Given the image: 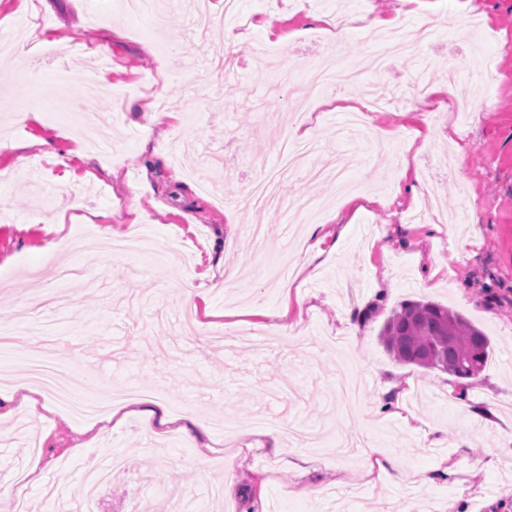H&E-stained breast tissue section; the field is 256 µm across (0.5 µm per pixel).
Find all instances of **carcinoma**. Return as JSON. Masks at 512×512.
<instances>
[{
  "mask_svg": "<svg viewBox=\"0 0 512 512\" xmlns=\"http://www.w3.org/2000/svg\"><path fill=\"white\" fill-rule=\"evenodd\" d=\"M380 336L396 361L439 369L458 379L478 375L489 359L490 342L483 331L434 302H402L385 321Z\"/></svg>",
  "mask_w": 512,
  "mask_h": 512,
  "instance_id": "1",
  "label": "carcinoma"
}]
</instances>
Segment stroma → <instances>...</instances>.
I'll return each instance as SVG.
<instances>
[{"mask_svg": "<svg viewBox=\"0 0 512 512\" xmlns=\"http://www.w3.org/2000/svg\"><path fill=\"white\" fill-rule=\"evenodd\" d=\"M235 2L228 13L212 0L202 37L176 6L155 23L125 0H0V30L23 46L0 61V140L9 143L0 149V321L23 332L0 348V396L23 381L28 360L47 358L67 366L75 396H90L93 381L102 392L156 390L179 420L157 434L132 415L98 440L41 398L28 431L15 416L0 422V490L38 461L42 483L26 512H60L88 466L119 456L127 471L101 489L99 512H512V0H480L468 24L466 0H278L273 13L267 0ZM372 13L417 42L383 72L365 38ZM341 15L355 21L344 55L358 76L332 96L349 107L381 99L364 120L385 138H338L346 109H315L305 97L331 45L324 30ZM241 16L248 38L233 71L217 76L209 63ZM451 64L464 71L449 109H434L429 123L420 104L394 99L417 75L440 83ZM483 71L490 99L464 111ZM177 93L187 110L173 122L159 101ZM81 98L104 117L108 147L91 148L72 123ZM293 107L306 112L316 149L280 193L320 209L324 228L309 239L291 211L245 200L279 164L269 121ZM21 110L32 120L18 123ZM424 124L430 141L418 153L410 139ZM347 153L350 205L306 175ZM419 179L423 192L412 194ZM426 195L440 231L410 218ZM135 199L136 218L127 211ZM247 224L270 226L266 252L255 251ZM133 230L150 246L169 243L176 258L158 265L150 247L106 258L90 245ZM61 237L85 272L69 311L43 305L37 278L52 263L46 245ZM185 282L207 290L191 309ZM406 300L448 305L489 337L478 377L462 383L386 352L380 330ZM189 309L199 321L186 344ZM284 420L314 443L272 444L267 433ZM231 462L238 478L227 498ZM378 463L386 472L368 474Z\"/></svg>", "mask_w": 512, "mask_h": 512, "instance_id": "35a3bbf8", "label": "stroma"}]
</instances>
